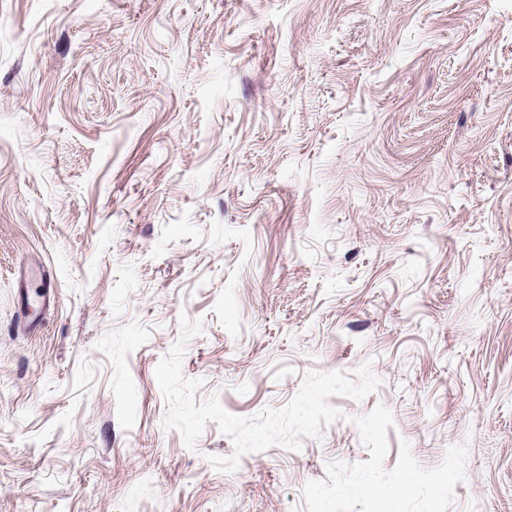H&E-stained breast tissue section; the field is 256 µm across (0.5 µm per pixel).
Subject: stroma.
<instances>
[{"label": "stroma", "mask_w": 512, "mask_h": 512, "mask_svg": "<svg viewBox=\"0 0 512 512\" xmlns=\"http://www.w3.org/2000/svg\"><path fill=\"white\" fill-rule=\"evenodd\" d=\"M184 316L233 415L380 384L215 470ZM380 404L384 469L466 445L452 512H512V0H0V512H307Z\"/></svg>", "instance_id": "stroma-1"}]
</instances>
